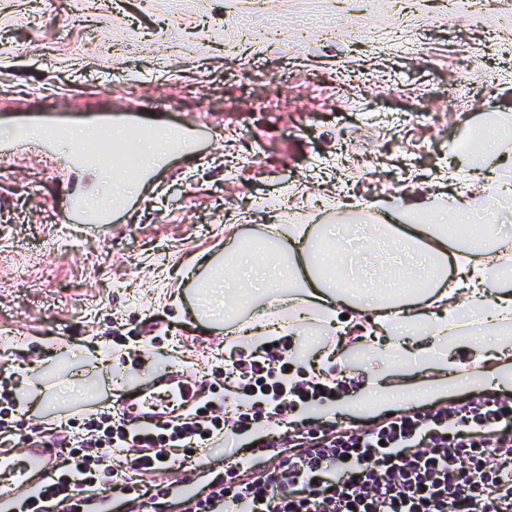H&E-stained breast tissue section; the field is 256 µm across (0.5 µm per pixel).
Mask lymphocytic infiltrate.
Instances as JSON below:
<instances>
[{
    "label": "lymphocytic infiltrate",
    "instance_id": "1",
    "mask_svg": "<svg viewBox=\"0 0 512 512\" xmlns=\"http://www.w3.org/2000/svg\"><path fill=\"white\" fill-rule=\"evenodd\" d=\"M287 337L250 353L230 349L224 380L211 397L167 419L133 423L109 414L74 418L72 437L37 498L57 512H106L96 492L118 489L113 450L128 470L153 474L183 464L197 449L225 459L245 450L243 434L266 427L271 414L335 402L344 381L313 375L293 379L305 359ZM235 394L232 417L220 416L227 392ZM261 448L288 449L278 463L248 464L249 478L217 479L205 498L183 497L181 512H512V399L479 400L387 417L366 433H339L327 425L294 426Z\"/></svg>",
    "mask_w": 512,
    "mask_h": 512
}]
</instances>
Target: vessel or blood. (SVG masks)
<instances>
[{
  "mask_svg": "<svg viewBox=\"0 0 512 512\" xmlns=\"http://www.w3.org/2000/svg\"><path fill=\"white\" fill-rule=\"evenodd\" d=\"M61 221L78 224L95 231L113 223L114 214L94 206L92 202L75 198L61 210ZM195 392L183 371L173 370L150 381L145 387L128 390L115 403L120 415L140 419L159 412L180 410L194 399ZM57 455L56 448L36 444L24 453H0V512H7L15 490L41 488Z\"/></svg>",
  "mask_w": 512,
  "mask_h": 512,
  "instance_id": "obj_1",
  "label": "vessel or blood"
}]
</instances>
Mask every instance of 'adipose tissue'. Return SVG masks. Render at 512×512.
<instances>
[{"instance_id":"adipose-tissue-1","label":"adipose tissue","mask_w":512,"mask_h":512,"mask_svg":"<svg viewBox=\"0 0 512 512\" xmlns=\"http://www.w3.org/2000/svg\"><path fill=\"white\" fill-rule=\"evenodd\" d=\"M382 214L384 235L396 247L395 254L381 253L367 235L359 249L372 257L362 287L337 279L335 252L328 247L330 228L314 233L304 224H270L260 244L230 252L218 260L196 254L180 272V279L203 271L197 288L198 317L209 323L236 318L238 310L254 308L272 289L288 291L290 311L280 317L261 312L247 322L254 341L270 336L343 335L355 326L345 319V310H367L373 318L364 333L389 338L426 327L442 339L464 333L469 343L476 386L512 379V342L486 345L483 334L500 335L512 327V277L505 274L493 226H484L470 243H458L451 221H465L477 213L476 197L436 193L404 202L382 198L376 201ZM432 279L434 289L422 301L387 296V289L403 285L405 276ZM422 363L423 377L410 392L423 401L449 399L457 392L463 375L454 357L439 358L427 351H414ZM396 385L366 384L363 402L369 412L398 407L406 392Z\"/></svg>"}]
</instances>
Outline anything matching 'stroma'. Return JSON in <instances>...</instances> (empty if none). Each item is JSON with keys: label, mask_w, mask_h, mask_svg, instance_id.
I'll return each instance as SVG.
<instances>
[{"label": "stroma", "mask_w": 512, "mask_h": 512, "mask_svg": "<svg viewBox=\"0 0 512 512\" xmlns=\"http://www.w3.org/2000/svg\"><path fill=\"white\" fill-rule=\"evenodd\" d=\"M329 18L339 34L294 27ZM282 24L276 40L245 38L244 21ZM133 114L140 124L196 126L143 199L106 235L59 221V205L105 194L57 127L53 152L19 126ZM512 116V0H0V368L47 389L57 375L92 385L84 403L110 411L122 381L185 368L208 393L225 331L201 326L174 270L264 226L376 222L381 197L447 187L450 153L496 115ZM358 157L344 180L337 150ZM512 167L472 170L459 186L512 249V207L490 202ZM357 202L350 212L344 196ZM136 330L140 354L118 363L112 336ZM76 361L53 370L62 349ZM104 363H97V356ZM217 454L154 483L204 493Z\"/></svg>", "instance_id": "35a3bbf8"}]
</instances>
